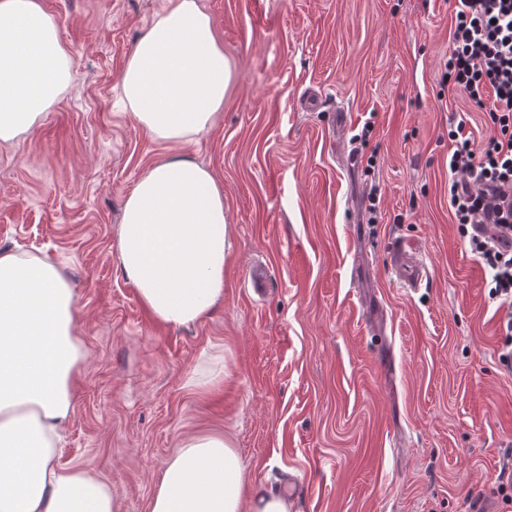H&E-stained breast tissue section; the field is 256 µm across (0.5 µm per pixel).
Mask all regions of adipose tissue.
Wrapping results in <instances>:
<instances>
[{"label": "adipose tissue", "instance_id": "1", "mask_svg": "<svg viewBox=\"0 0 512 512\" xmlns=\"http://www.w3.org/2000/svg\"><path fill=\"white\" fill-rule=\"evenodd\" d=\"M73 59L41 0H0V142L22 140L68 88ZM233 75L199 0H169L119 77L132 120L154 139L193 142L224 107ZM231 248L224 189L177 156L129 192L117 260L152 316L185 326L224 297ZM75 292L60 265L0 253V512H115L110 484L54 459L73 412L85 356ZM245 465L225 437L180 440L150 512H292L285 494L245 489Z\"/></svg>", "mask_w": 512, "mask_h": 512}]
</instances>
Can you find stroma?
<instances>
[{"label":"stroma","mask_w":512,"mask_h":512,"mask_svg":"<svg viewBox=\"0 0 512 512\" xmlns=\"http://www.w3.org/2000/svg\"><path fill=\"white\" fill-rule=\"evenodd\" d=\"M73 56L70 87L18 144H0V250L62 262L85 347L57 462L149 512L181 437L233 439L246 478L295 512H512V371L481 266L448 206V119L485 112L440 88L446 0H200L235 63L220 119L173 145L137 126L118 78L168 0H41ZM371 126L346 164L329 135ZM375 155L374 167L364 158ZM180 156L224 189V301L155 320L117 262L124 201ZM379 185L375 211L364 199ZM408 242L419 287L391 271ZM267 292L250 284L254 265ZM222 367L207 387L195 368Z\"/></svg>","instance_id":"stroma-1"}]
</instances>
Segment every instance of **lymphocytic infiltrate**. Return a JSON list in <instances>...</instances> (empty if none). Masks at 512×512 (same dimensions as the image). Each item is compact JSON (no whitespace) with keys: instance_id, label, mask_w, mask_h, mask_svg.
I'll list each match as a JSON object with an SVG mask.
<instances>
[{"instance_id":"lymphocytic-infiltrate-1","label":"lymphocytic infiltrate","mask_w":512,"mask_h":512,"mask_svg":"<svg viewBox=\"0 0 512 512\" xmlns=\"http://www.w3.org/2000/svg\"><path fill=\"white\" fill-rule=\"evenodd\" d=\"M455 23L442 83L487 114L494 133L476 141L451 123L448 205L489 278L499 316V359L512 367V0H448Z\"/></svg>"}]
</instances>
